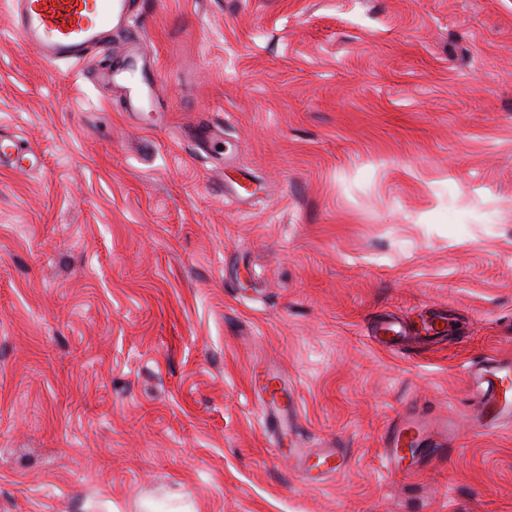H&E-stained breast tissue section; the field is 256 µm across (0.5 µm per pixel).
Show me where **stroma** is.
<instances>
[{
  "instance_id": "obj_1",
  "label": "stroma",
  "mask_w": 512,
  "mask_h": 512,
  "mask_svg": "<svg viewBox=\"0 0 512 512\" xmlns=\"http://www.w3.org/2000/svg\"><path fill=\"white\" fill-rule=\"evenodd\" d=\"M134 50L137 109L101 78ZM2 132L40 166H0V512H512L465 377L512 357V0H133L52 67L0 0ZM408 411L458 440L406 479ZM446 330V319L443 316L434 315L423 317L412 326L404 324L394 318L379 322L373 329L376 342L381 345H392L401 336L408 332L426 337L442 334ZM433 430L440 431L448 442L455 436V428L452 422L444 420L440 423L423 424L413 414L402 416L397 422L391 425L386 435L385 460L390 471H394L396 465L403 476L413 475L417 469L416 464L424 456L431 445V434ZM409 458V465L400 468L398 462ZM291 453L296 467L310 485H319L344 468L345 458L340 448H322L316 452L293 448Z\"/></svg>"
}]
</instances>
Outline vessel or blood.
Wrapping results in <instances>:
<instances>
[{
    "label": "vessel or blood",
    "instance_id": "1",
    "mask_svg": "<svg viewBox=\"0 0 512 512\" xmlns=\"http://www.w3.org/2000/svg\"><path fill=\"white\" fill-rule=\"evenodd\" d=\"M16 30L21 40L34 48L48 64L62 60L79 61L100 45L104 33L127 19L130 0H12ZM143 60L130 57L109 71L110 76L123 78L130 106L139 105L148 96L146 83L137 79L143 72ZM446 330L445 317L421 318L414 325L396 319L379 322L373 329L378 344H394L412 332L426 337ZM469 384L480 402L481 411L471 425L477 434L512 431V362L488 358L470 366ZM445 437L455 435L452 422L424 424L411 414L391 425L386 435L385 460L388 468H401L403 476L415 473L416 463L424 456L433 431ZM296 466L311 485L323 483L344 468V453L338 448L315 452L293 449Z\"/></svg>",
    "mask_w": 512,
    "mask_h": 512
}]
</instances>
